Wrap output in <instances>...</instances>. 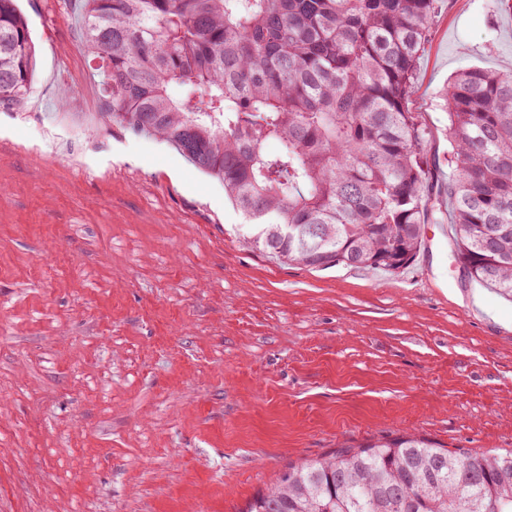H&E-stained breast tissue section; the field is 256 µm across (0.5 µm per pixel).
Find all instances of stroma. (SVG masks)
I'll return each mask as SVG.
<instances>
[{
    "label": "stroma",
    "mask_w": 512,
    "mask_h": 512,
    "mask_svg": "<svg viewBox=\"0 0 512 512\" xmlns=\"http://www.w3.org/2000/svg\"><path fill=\"white\" fill-rule=\"evenodd\" d=\"M0 108V512H243L289 465L410 433L512 448V300L447 224L415 260L312 269L246 242L223 185L103 116L82 0H19ZM512 71L504 0H441L409 109L447 181L441 92ZM35 71V48L15 0H0V106L26 98Z\"/></svg>",
    "instance_id": "obj_1"
}]
</instances>
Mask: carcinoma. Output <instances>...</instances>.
Segmentation results:
<instances>
[{
	"label": "carcinoma",
	"mask_w": 512,
	"mask_h": 512,
	"mask_svg": "<svg viewBox=\"0 0 512 512\" xmlns=\"http://www.w3.org/2000/svg\"><path fill=\"white\" fill-rule=\"evenodd\" d=\"M439 0H84L106 117L224 183L265 253L396 273L448 228L467 277L512 296V71L459 70L447 184L409 111ZM35 48L0 0V106L26 98ZM243 512H512V449L415 436L288 467Z\"/></svg>",
	"instance_id": "cac0c4a2"
}]
</instances>
